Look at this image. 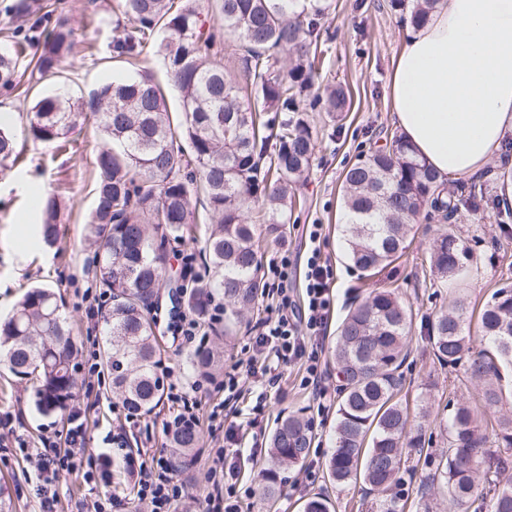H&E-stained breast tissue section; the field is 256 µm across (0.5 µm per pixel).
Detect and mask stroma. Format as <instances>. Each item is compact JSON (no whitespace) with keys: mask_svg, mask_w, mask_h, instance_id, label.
Here are the masks:
<instances>
[{"mask_svg":"<svg viewBox=\"0 0 512 512\" xmlns=\"http://www.w3.org/2000/svg\"><path fill=\"white\" fill-rule=\"evenodd\" d=\"M53 2L58 15L73 29L76 42L73 54L63 64L68 85L86 95L103 83L126 75L125 65L112 59V40L128 26L118 10V0ZM329 2L331 7L321 30L324 66L318 83L342 85L349 93L351 109L344 120L335 123L325 113H311L318 147L308 176L297 188L305 204L295 211L282 239L266 242L259 263L267 265L285 249L299 251L304 225H324L320 248L329 258L337 281L333 325H340L352 302L367 292L383 288L396 291L413 312L410 355L402 367L410 409L427 407L437 420L447 416L446 405L450 402H464L481 410L480 389L466 378L463 368H443L433 363L422 325L428 317L446 309L449 298L463 294L472 346L480 348V312L496 288L512 284V219L498 220L494 209L489 208L477 214L460 210L448 222L419 221L413 226L404 255L370 279L360 280L358 271L346 258L340 232L342 181L360 153L380 145L388 133L397 129L390 105L389 75L407 27L399 14L387 8L385 0ZM52 88V83L44 81L28 91L0 92V126L13 132L21 151L19 162L0 174V316L7 315L32 286H50L63 300L76 346L85 349L103 339V328L90 320L89 301L84 297L86 290L99 288L92 262L95 248L85 239V226L95 207L94 158L102 141L91 123L75 134L72 148L66 150L26 139L27 114L34 98ZM50 196L60 203V241L54 249L45 248L37 236L40 205ZM191 209L196 217L195 233L168 248V269L173 276L180 273V255L200 253L210 229L204 198L192 200ZM445 232L453 233L471 248L473 263L479 269L478 275L468 279L459 292L424 279L433 241ZM265 315L263 304H256L253 314L238 324L230 336L225 335L223 323L205 324L206 344L217 349L221 366L247 360L244 346L253 326ZM158 341L163 349L162 369L171 379L199 383V398L210 401L216 379H197L188 363V350L178 348L171 337L162 334ZM282 373L284 394L271 399L261 427L265 433H272L278 416L299 414L310 420L314 439L305 461L283 473L274 496H257L252 512H301L304 501L314 494L328 496L335 512H371V499L361 484L338 485L328 476L335 408L318 413L310 390L301 383L300 366L284 367ZM75 376L73 402L89 408L83 451L95 455L103 449V436L123 423L125 413L108 408L113 399L109 373L94 377L81 366ZM37 386L35 378L22 379L0 369V415H14L15 436L30 449L40 447L43 438H55L63 426L59 417L36 411L33 398ZM437 420L428 426L432 434L429 453L433 456L448 447V433L440 429ZM309 470L315 476L308 482L304 474ZM35 474L32 464L21 456L0 462V484L7 489L13 512H40V503L25 482L26 477ZM99 494L120 501L122 512H146L145 506L127 495L123 486H95L78 475L61 479L57 512H72L75 501Z\"/></svg>","mask_w":512,"mask_h":512,"instance_id":"35a3bbf8","label":"stroma"}]
</instances>
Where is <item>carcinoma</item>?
<instances>
[{"mask_svg": "<svg viewBox=\"0 0 512 512\" xmlns=\"http://www.w3.org/2000/svg\"><path fill=\"white\" fill-rule=\"evenodd\" d=\"M388 2L414 27L427 20L438 0ZM208 6L221 15L223 31L207 26L208 14L196 0H181L178 7L173 0L120 3L132 27L113 41L114 57L130 65L162 58L180 94L181 130L173 128L163 90L146 70L100 86L87 100L67 92L42 96L28 115L27 136L34 141L61 143L89 114L106 138L95 156L96 206L89 220L95 274L112 295L103 316L102 361L112 372L113 394L137 412L149 413L162 401L163 381L156 373L162 349L153 334L151 305L166 261L160 245L191 232L192 196L203 195L211 215L203 247L211 276L187 302L219 291L238 318L252 309L260 289L261 240L245 214L260 202L270 232L286 233L294 187L307 176L316 149L306 112L320 107L334 121L346 108L341 88L313 92L326 0H210ZM226 36L241 51L236 70L224 67ZM32 41L41 79L56 76L74 49L72 31L48 13L31 28L15 29L10 48L0 51L1 89L15 87L19 58ZM19 155L15 135L0 128V168L13 167ZM485 198L479 180L449 188L394 134L345 172L347 259L362 276H372L401 256L417 221L449 220L464 204L477 213ZM38 233L47 247L58 241L53 198L43 207ZM467 261L456 237L442 234L433 243L430 272L451 288L474 275ZM411 323V306L396 292L372 290L349 308L331 350L341 398L328 475L338 484L362 481L378 512H396L389 491L402 484L409 456L425 444L421 433L411 432L401 398ZM480 329L491 348L469 357L465 374L481 385L483 406L493 417L481 419L467 404L455 408L446 461L422 477V497H442L450 512H512V482L500 481L512 465V416L497 415L501 371L512 368V287L496 290L482 310ZM425 330L437 363L457 366L470 341L463 298L454 296ZM75 359L63 302L50 288L29 290L0 322V365L18 377H36L35 408L43 415L68 408L77 386ZM190 363L207 370L217 359L212 348L202 347ZM173 442L184 450L197 448L201 435L182 431ZM311 443L307 421L296 414L281 418L263 474L268 496L276 492L278 469L303 462Z\"/></svg>", "mask_w": 512, "mask_h": 512, "instance_id": "1", "label": "carcinoma"}]
</instances>
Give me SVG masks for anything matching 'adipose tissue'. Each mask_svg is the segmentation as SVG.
Here are the masks:
<instances>
[{
	"label": "adipose tissue",
	"mask_w": 512,
	"mask_h": 512,
	"mask_svg": "<svg viewBox=\"0 0 512 512\" xmlns=\"http://www.w3.org/2000/svg\"><path fill=\"white\" fill-rule=\"evenodd\" d=\"M401 135L440 178L500 159L512 136V0H438L393 63Z\"/></svg>",
	"instance_id": "adipose-tissue-1"
}]
</instances>
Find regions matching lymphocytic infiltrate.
<instances>
[{
  "mask_svg": "<svg viewBox=\"0 0 512 512\" xmlns=\"http://www.w3.org/2000/svg\"><path fill=\"white\" fill-rule=\"evenodd\" d=\"M322 231V225H306L304 234L309 247L305 254L282 253L262 272L268 315L249 339L247 366L235 363L225 367L221 382L224 396L212 404L205 416L212 432L223 433L224 443L215 451L210 487L199 503L200 512H241L242 505L252 504L255 499L256 489L243 481L238 462L243 458L256 459L265 443L253 439L245 450L240 438L258 426V417L268 400L281 397V366L301 364L303 385L310 388L318 412L326 410L330 384L321 356L335 301L333 269L319 247ZM246 375L253 378L254 389L244 390L242 378ZM165 395L168 413L161 421L163 434L199 426L204 416L200 414L201 404L194 388L173 381L167 385ZM246 402L251 405L253 417L241 424L237 421L239 406ZM86 419L85 408L72 407L64 441H44L35 455L38 474L35 494L41 512H56L57 487L63 476L77 473L86 482L95 484L107 483L110 478V456L91 460L82 453ZM138 421L136 413H126L124 425L109 431L103 443L122 451L127 468L136 476L134 497L145 502L149 512H183L190 498L184 469L163 455L146 450L132 454L127 450L129 429Z\"/></svg>",
  "mask_w": 512,
  "mask_h": 512,
  "instance_id": "f902f5d3",
  "label": "lymphocytic infiltrate"
}]
</instances>
